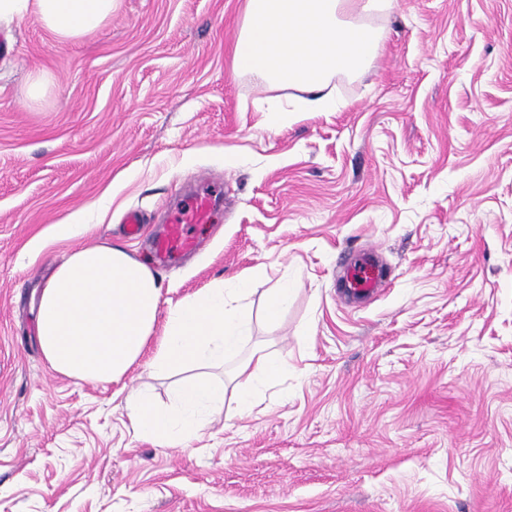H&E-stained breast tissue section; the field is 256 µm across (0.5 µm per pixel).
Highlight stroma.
<instances>
[{
    "instance_id": "35a3bbf8",
    "label": "stroma",
    "mask_w": 512,
    "mask_h": 512,
    "mask_svg": "<svg viewBox=\"0 0 512 512\" xmlns=\"http://www.w3.org/2000/svg\"><path fill=\"white\" fill-rule=\"evenodd\" d=\"M244 2L116 0L72 42L0 26V512H512V0H398L371 67L332 79L338 110L279 126L297 88L232 73ZM203 187L221 205L157 269L161 308L252 278L245 348L289 369L160 448L127 402L177 376L55 372L36 302L69 247L146 258L125 215L153 236ZM107 193L91 234L51 241ZM365 248L387 286L350 300ZM291 288L288 283H281L273 288L266 297L265 315L269 320H276L288 307V300L291 296Z\"/></svg>"
}]
</instances>
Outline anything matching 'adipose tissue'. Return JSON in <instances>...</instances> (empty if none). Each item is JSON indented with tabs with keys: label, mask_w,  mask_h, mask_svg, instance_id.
I'll return each mask as SVG.
<instances>
[{
	"label": "adipose tissue",
	"mask_w": 512,
	"mask_h": 512,
	"mask_svg": "<svg viewBox=\"0 0 512 512\" xmlns=\"http://www.w3.org/2000/svg\"><path fill=\"white\" fill-rule=\"evenodd\" d=\"M114 0H0V21L27 14L62 42L102 27ZM398 0H246L233 51V73L301 90L287 111L333 112L339 103L329 85L335 76L365 72L385 33L370 19L393 11ZM162 284L146 262L119 244L74 249L43 287L36 336L49 365L92 383L120 381L145 354L161 315ZM288 364L261 351L235 370L240 410L258 403L261 384Z\"/></svg>",
	"instance_id": "obj_1"
}]
</instances>
